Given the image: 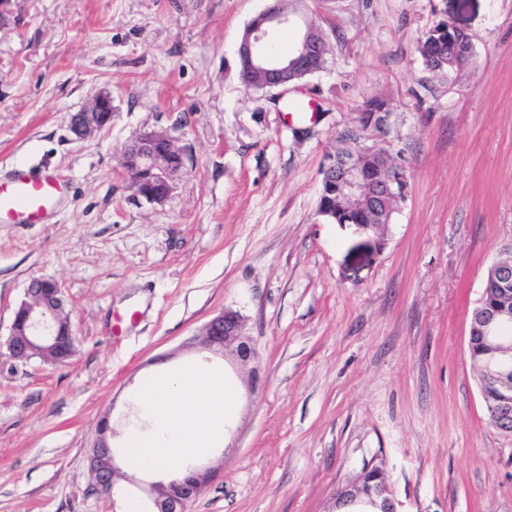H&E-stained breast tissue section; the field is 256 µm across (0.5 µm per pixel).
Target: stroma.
Wrapping results in <instances>:
<instances>
[{
    "instance_id": "stroma-1",
    "label": "stroma",
    "mask_w": 512,
    "mask_h": 512,
    "mask_svg": "<svg viewBox=\"0 0 512 512\" xmlns=\"http://www.w3.org/2000/svg\"><path fill=\"white\" fill-rule=\"evenodd\" d=\"M266 0H12L0 26V178L56 173L46 223H0V336L28 282H57L75 353L0 359V512H149L147 480L101 496L88 456L109 422L116 459L152 375L223 372L224 440L174 469L214 478L186 512H327L383 463L401 512H512V435L493 424L468 351L492 262L512 251V0H303L328 67L280 93L239 75ZM472 38L469 68L418 50L439 20ZM112 96L110 126L72 113ZM389 105L363 146L406 170L389 224L317 213L326 153L365 98ZM167 132L185 168L165 204L132 196L121 150ZM257 366L190 340L224 308ZM259 384H252V373ZM112 121V96L101 92L92 101L74 113L70 119V132L77 140H84L107 127Z\"/></svg>"
}]
</instances>
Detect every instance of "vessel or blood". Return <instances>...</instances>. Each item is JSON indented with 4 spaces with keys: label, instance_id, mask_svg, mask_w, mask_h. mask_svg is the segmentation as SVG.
Returning <instances> with one entry per match:
<instances>
[{
    "label": "vessel or blood",
    "instance_id": "obj_1",
    "mask_svg": "<svg viewBox=\"0 0 512 512\" xmlns=\"http://www.w3.org/2000/svg\"><path fill=\"white\" fill-rule=\"evenodd\" d=\"M66 195V184L53 172L17 168L8 181L0 182V220L43 223Z\"/></svg>",
    "mask_w": 512,
    "mask_h": 512
}]
</instances>
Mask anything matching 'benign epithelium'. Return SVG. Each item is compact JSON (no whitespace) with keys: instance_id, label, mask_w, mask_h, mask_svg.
I'll use <instances>...</instances> for the list:
<instances>
[{"instance_id":"obj_1","label":"benign epithelium","mask_w":512,"mask_h":512,"mask_svg":"<svg viewBox=\"0 0 512 512\" xmlns=\"http://www.w3.org/2000/svg\"><path fill=\"white\" fill-rule=\"evenodd\" d=\"M295 13L285 10L283 0H270L267 8L255 16L245 27L238 46V57L247 81L268 90L284 93L297 86L304 78L316 72V64L327 51L323 32L310 23H303L300 32L288 47V53L276 55L269 50L272 32L286 28ZM466 31L452 24H445L434 33V41L447 43L457 51L467 46ZM112 121V96L101 92L92 101L74 113L70 119V132L78 140H84L107 127ZM375 150L354 142L350 151L341 157L327 155L323 169V182L330 190L342 196L369 192L371 209L379 212L391 201L405 193L404 179L379 181L370 186L362 182V157ZM185 166L184 152L173 138L164 131L151 130L137 135L124 149L122 167L133 190V197L148 204L161 205L170 197L175 179ZM52 289L46 294L44 289ZM65 310L63 292L59 284L43 278L30 280L25 299L14 313L10 333L6 340V357L13 362L29 361V354L40 344H52L63 335L64 329L57 315ZM482 335L487 342L484 358L485 382L507 390L512 374V338L507 332L512 328V312L507 308L482 310ZM200 349L225 358L232 357L243 365L254 362L259 352L253 337L245 329V319L240 311L231 307L208 321L195 338ZM108 425H103L100 437L92 448V460L101 463L96 480L97 490L107 494L114 488L119 473L112 447L106 438ZM371 476L367 481L338 489L337 495L357 503L367 498L379 508V512H399L398 502L390 486L384 480L380 464L367 466ZM210 468H192L170 481L178 487V495L168 494L162 483L150 484L149 496L156 512H186V506L194 500L207 481L214 477Z\"/></svg>"}]
</instances>
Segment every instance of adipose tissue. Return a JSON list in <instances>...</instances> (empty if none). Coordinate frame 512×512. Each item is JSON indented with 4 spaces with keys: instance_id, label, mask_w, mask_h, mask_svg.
Listing matches in <instances>:
<instances>
[{
    "instance_id": "adipose-tissue-1",
    "label": "adipose tissue",
    "mask_w": 512,
    "mask_h": 512,
    "mask_svg": "<svg viewBox=\"0 0 512 512\" xmlns=\"http://www.w3.org/2000/svg\"><path fill=\"white\" fill-rule=\"evenodd\" d=\"M138 405L153 419L155 431L147 437L129 434L132 472L159 470L184 455L205 453L224 436L226 395L218 372L193 369L150 379Z\"/></svg>"
}]
</instances>
